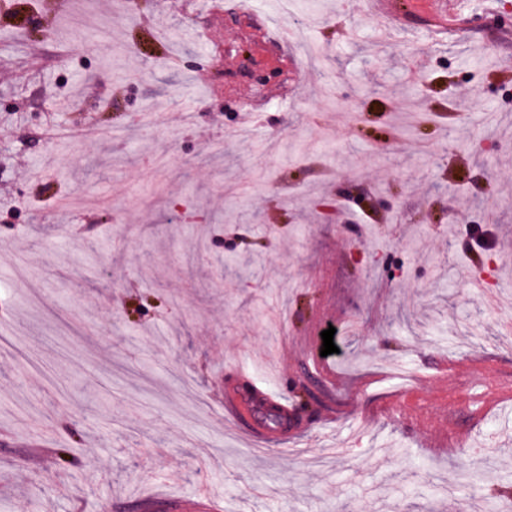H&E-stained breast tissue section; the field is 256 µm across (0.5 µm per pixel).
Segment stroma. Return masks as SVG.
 Instances as JSON below:
<instances>
[{"mask_svg":"<svg viewBox=\"0 0 512 512\" xmlns=\"http://www.w3.org/2000/svg\"><path fill=\"white\" fill-rule=\"evenodd\" d=\"M491 113L512 0H0V512H477L512 480ZM273 379L263 441L224 394Z\"/></svg>","mask_w":512,"mask_h":512,"instance_id":"35a3bbf8","label":"stroma"}]
</instances>
